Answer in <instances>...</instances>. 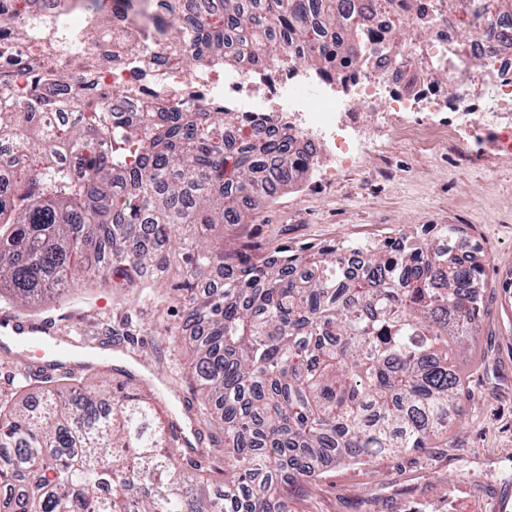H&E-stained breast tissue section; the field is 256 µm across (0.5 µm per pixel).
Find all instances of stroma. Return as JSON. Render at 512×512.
Masks as SVG:
<instances>
[{
	"mask_svg": "<svg viewBox=\"0 0 512 512\" xmlns=\"http://www.w3.org/2000/svg\"><path fill=\"white\" fill-rule=\"evenodd\" d=\"M421 224H457L463 246H477L484 266L477 336L456 367L468 387L448 437L434 447L393 457L365 456L328 466L311 481H290L288 512H512V163L493 150L481 160L454 145L445 154L388 143L386 155L357 158L347 176L280 191L247 227L267 247L331 241L378 240ZM176 273L154 278L150 292L120 293L76 285L58 300L18 311L0 297V317L50 320L56 334L41 353L0 345V391L31 364V378L82 372L70 349L97 356L99 370L121 381L126 371L170 390L176 408L194 397L181 347L189 340ZM181 333L174 343L171 329Z\"/></svg>",
	"mask_w": 512,
	"mask_h": 512,
	"instance_id": "obj_1",
	"label": "stroma"
}]
</instances>
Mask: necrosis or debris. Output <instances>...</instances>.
Here are the masks:
<instances>
[{
  "mask_svg": "<svg viewBox=\"0 0 512 512\" xmlns=\"http://www.w3.org/2000/svg\"><path fill=\"white\" fill-rule=\"evenodd\" d=\"M42 49L55 66H81L93 46L85 32L94 19L76 7L45 0L38 20ZM354 26L365 35L367 63L328 70L296 63L278 44L266 50L267 64L208 59L187 69H154L163 47L145 28L130 29L134 52L118 54L103 67V84L121 91L123 111H140L145 98L175 99L194 111L222 103L236 113V136H247L252 119L266 130L289 128L297 152L327 157V174H345L373 142L364 133L362 103L379 102L381 126L431 141L465 130L477 143L512 157V12L499 0H374ZM420 28L421 41L399 42L394 29ZM443 80H436V73Z\"/></svg>",
  "mask_w": 512,
  "mask_h": 512,
  "instance_id": "4bbe7bcc",
  "label": "necrosis or debris"
}]
</instances>
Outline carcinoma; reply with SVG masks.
<instances>
[{"label": "carcinoma", "mask_w": 512, "mask_h": 512, "mask_svg": "<svg viewBox=\"0 0 512 512\" xmlns=\"http://www.w3.org/2000/svg\"><path fill=\"white\" fill-rule=\"evenodd\" d=\"M31 7L40 0H0V44L26 42L31 21L20 16ZM89 11L94 43L147 16ZM152 23L187 63L259 66L273 41L303 48L297 59L313 66L317 53L364 62L336 0H166ZM21 63L0 51V102L11 101L0 107V292L28 307L81 277L136 288L178 240L186 317L206 326L191 344L196 423L219 419L224 448L192 447L158 393L65 372L72 385L48 378L20 411L0 393V448L15 451L0 463V488L24 482L0 512H272L286 479L315 478L328 459L397 455L447 432L466 394L455 358L481 320L479 270L454 259L457 225L437 239L400 234L398 249L387 238L272 251L245 236L227 242L216 230L250 223L271 185L312 169L288 138L268 139L256 120L241 141L220 105L119 112L117 92L69 69L16 99ZM357 251L365 264L352 276ZM215 271L219 285L194 291ZM183 444L180 468L165 449Z\"/></svg>", "instance_id": "carcinoma-1"}]
</instances>
